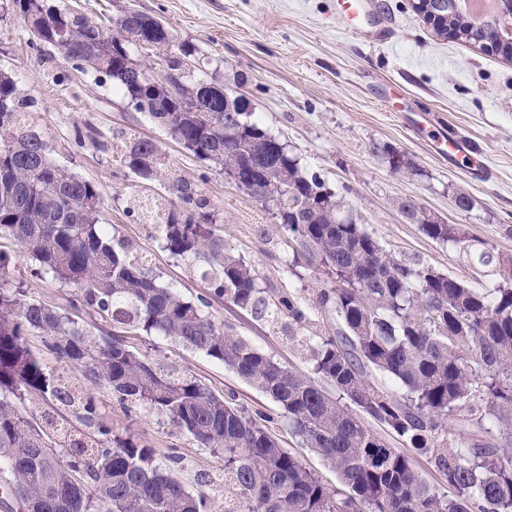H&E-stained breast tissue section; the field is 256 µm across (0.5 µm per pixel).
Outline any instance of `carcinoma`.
<instances>
[{
    "instance_id": "carcinoma-1",
    "label": "carcinoma",
    "mask_w": 512,
    "mask_h": 512,
    "mask_svg": "<svg viewBox=\"0 0 512 512\" xmlns=\"http://www.w3.org/2000/svg\"><path fill=\"white\" fill-rule=\"evenodd\" d=\"M417 9L442 38L465 39L512 60L503 37L512 16L474 20L460 0H422ZM35 45L51 46L96 81L116 82L127 106L146 112L184 150L234 173L243 191L269 204L295 244L296 262L323 276L312 298L261 288L258 275L219 234L199 188L170 166L157 143L132 138L118 166L163 185L168 199L140 220L157 225L166 250L191 263L214 294L251 311L306 348L313 375L281 364L157 284L129 243L99 223L100 192L46 151L28 98L0 71V238L30 254L35 277L76 288L73 308L104 322L97 332L73 316L27 300L4 279L0 252V471L25 512H214L212 496L191 493L155 463L153 449L112 432L95 400L52 371L29 343L42 337L61 364L112 388L125 409L151 411L224 461V512H512V258L495 254L415 202L402 215L453 243L490 281L469 286L387 253L343 201L304 171L254 118L251 101L202 69L195 45L137 11L91 20L68 0H9ZM136 50L170 77L158 80ZM391 173L411 169L396 147L375 144ZM331 312L324 331L310 308ZM156 333L217 359L270 395L290 431L337 475L331 490L270 432L269 414L250 412L195 377L130 349L124 330ZM378 372L404 389L372 382ZM53 402L77 424L44 415L30 422L17 402ZM373 420L406 442L394 448L366 426ZM479 432H467L471 422ZM423 456L451 489L440 494L416 470Z\"/></svg>"
}]
</instances>
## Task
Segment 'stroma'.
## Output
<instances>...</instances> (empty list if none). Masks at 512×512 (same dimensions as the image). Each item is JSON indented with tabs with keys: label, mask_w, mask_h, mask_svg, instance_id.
Listing matches in <instances>:
<instances>
[{
	"label": "stroma",
	"mask_w": 512,
	"mask_h": 512,
	"mask_svg": "<svg viewBox=\"0 0 512 512\" xmlns=\"http://www.w3.org/2000/svg\"><path fill=\"white\" fill-rule=\"evenodd\" d=\"M70 2L93 17L140 11L164 20L180 39L196 45L207 60L206 72L220 70L226 87L240 88L264 127L343 199L345 214L387 252L470 286L486 281L483 270L469 265L459 249L406 221L400 204L410 198L458 225L466 237L512 257V62L479 46L438 37L413 0H365L371 19L392 35L380 47L343 33L335 0ZM0 69L9 71L33 99L34 118L52 159L97 184L102 223L115 238L133 243L162 286L202 301L205 315L232 323L240 336L284 366L310 371L307 352L266 320L215 295L194 267L164 249L154 227L133 220L131 212L140 202L164 200L160 185L118 167L111 153L78 144L76 134L90 126L108 143L118 135L154 139L178 173L210 200L225 241L258 272L264 287L295 292L322 287L321 278L294 263L288 232L268 207L182 149L147 114L129 111L111 85L96 84L53 48H33L23 22L7 11L0 12ZM452 126L473 139L476 153L432 146L431 134H447ZM375 143L404 151L413 172L391 173L372 151ZM457 191L473 197L471 210L455 207ZM0 250L10 257L6 272L12 285L28 298L71 313L73 288L31 277L32 261L13 241L0 239ZM127 341L133 350L174 365L217 395H234L246 409L273 416L271 431L282 446L301 453L323 483L335 487V473L302 447L279 405L222 362L163 336L131 332ZM64 370L94 397L114 433L153 448L162 465L170 452H177L181 463L176 472L188 490L204 491L202 476L221 473L219 457L160 416L127 413L109 387L85 381L79 366L68 364Z\"/></svg>",
	"instance_id": "1"
}]
</instances>
